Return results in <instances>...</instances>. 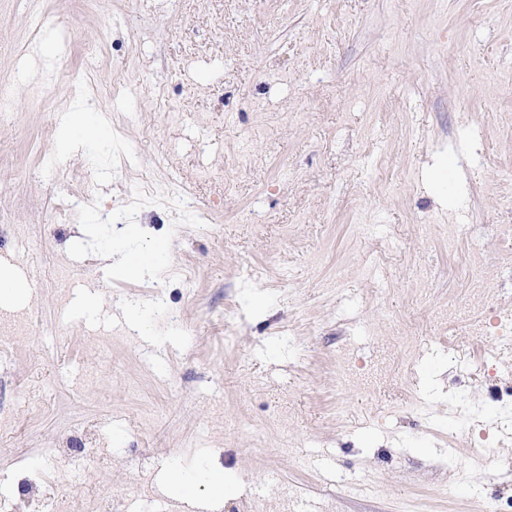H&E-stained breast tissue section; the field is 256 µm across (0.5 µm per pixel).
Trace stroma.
<instances>
[{"label": "stroma", "instance_id": "1", "mask_svg": "<svg viewBox=\"0 0 512 512\" xmlns=\"http://www.w3.org/2000/svg\"><path fill=\"white\" fill-rule=\"evenodd\" d=\"M0 83V512H512V334L443 314L512 224V0H0Z\"/></svg>", "mask_w": 512, "mask_h": 512}]
</instances>
